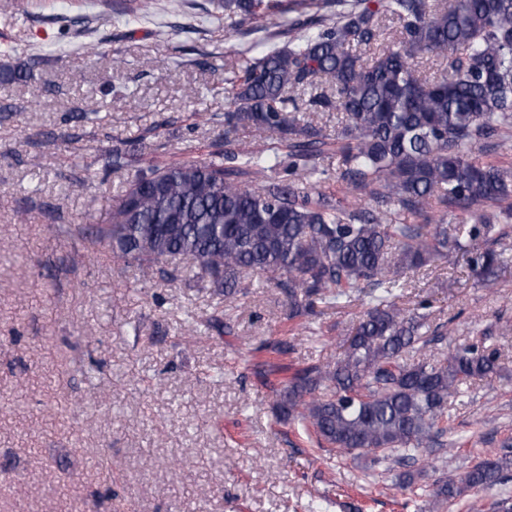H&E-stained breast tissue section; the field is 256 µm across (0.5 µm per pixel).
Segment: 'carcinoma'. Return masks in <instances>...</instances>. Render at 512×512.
<instances>
[{"instance_id": "1", "label": "carcinoma", "mask_w": 512, "mask_h": 512, "mask_svg": "<svg viewBox=\"0 0 512 512\" xmlns=\"http://www.w3.org/2000/svg\"><path fill=\"white\" fill-rule=\"evenodd\" d=\"M224 20L240 27L265 20L288 25V41L228 71L224 139L240 130L276 134L288 159L262 151L222 160L187 161L138 174L103 224L78 225L85 238L150 279L172 261L209 279L224 296L245 295L247 275L270 276L288 299L289 318L315 314L317 302L347 303L369 289L370 305L328 364L294 370L276 390L283 422L311 431L326 452L404 468L397 483L416 489L426 467L408 470L423 449L445 446L448 402L461 386L501 372L498 353L460 345L441 356L426 348L445 340L430 328L429 304L409 314L399 305L408 271L466 248L462 236L489 240L512 206V170L476 159L512 128V0H218ZM399 24L393 45L371 60L355 53L378 42L381 21ZM442 60L439 76L417 68ZM327 78L335 93L311 104L343 114L336 131L346 196L312 184L311 161L328 145L323 129L301 123L288 105ZM366 196L375 208L360 204ZM438 205L435 222H410ZM468 213L466 232L447 224L448 210ZM498 254L476 251L471 270L489 284ZM512 481V448L504 446L457 476L439 474L429 512H445L472 490Z\"/></svg>"}]
</instances>
